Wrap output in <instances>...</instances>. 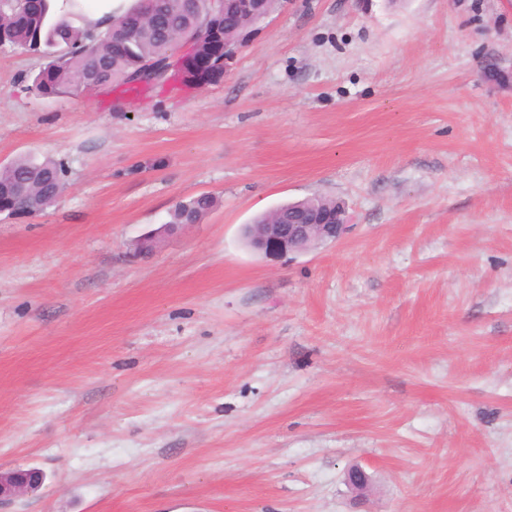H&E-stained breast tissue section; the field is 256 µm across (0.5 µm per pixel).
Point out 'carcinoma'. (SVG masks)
Wrapping results in <instances>:
<instances>
[{
    "label": "carcinoma",
    "mask_w": 512,
    "mask_h": 512,
    "mask_svg": "<svg viewBox=\"0 0 512 512\" xmlns=\"http://www.w3.org/2000/svg\"><path fill=\"white\" fill-rule=\"evenodd\" d=\"M206 0H146L100 30L85 26L83 5L70 0L66 11L56 0H6L0 4V46L38 55L43 64L30 90L42 97L78 93L94 86H128L149 62L162 63L176 50V37L203 26ZM65 168L54 159L18 157L0 172V203L20 214L36 215L54 204ZM26 185L18 199L15 186ZM208 194L177 203L170 224H198L214 207Z\"/></svg>",
    "instance_id": "cac0c4a2"
}]
</instances>
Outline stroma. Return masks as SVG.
<instances>
[{"label": "stroma", "instance_id": "stroma-1", "mask_svg": "<svg viewBox=\"0 0 512 512\" xmlns=\"http://www.w3.org/2000/svg\"><path fill=\"white\" fill-rule=\"evenodd\" d=\"M41 65L0 50V165L67 170L0 214V469L45 474L0 512H512V0H280L190 89ZM316 194L336 242L244 245ZM65 168L54 159L42 161L30 156H19L12 165L3 170L0 177V199L5 208L15 209L20 214L36 215L54 204L65 186ZM25 184L27 198L19 200L13 193L15 186ZM214 205L215 199L208 194H201L191 197L186 201H181L170 211L169 220L163 225L164 230H169L179 225L183 228L199 224Z\"/></svg>", "mask_w": 512, "mask_h": 512}]
</instances>
